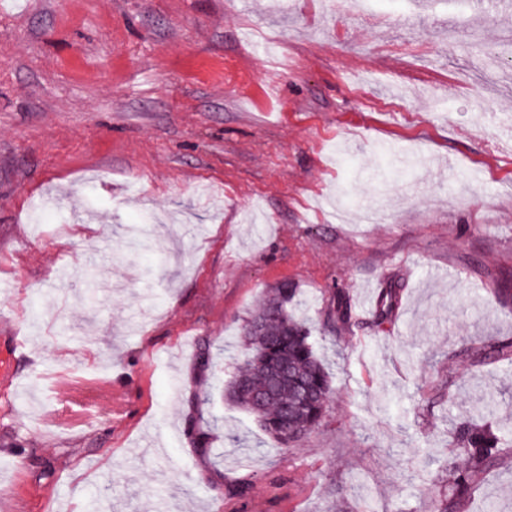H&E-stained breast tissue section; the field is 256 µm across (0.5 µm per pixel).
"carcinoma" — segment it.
<instances>
[{"instance_id": "cac0c4a2", "label": "carcinoma", "mask_w": 512, "mask_h": 512, "mask_svg": "<svg viewBox=\"0 0 512 512\" xmlns=\"http://www.w3.org/2000/svg\"><path fill=\"white\" fill-rule=\"evenodd\" d=\"M295 289L281 283L269 289L260 307L243 327L245 356L225 388L226 399L253 415L265 433L286 452L320 422L332 394L329 372L310 341V328L297 318ZM288 365V377L279 375ZM512 436L505 425L494 431L487 425L463 423L457 437L459 455L467 471L455 474V493L435 506L437 512H461L472 498L469 474L500 465L509 457L504 447ZM251 482H241L225 498L247 512Z\"/></svg>"}]
</instances>
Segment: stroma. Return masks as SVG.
I'll use <instances>...</instances> for the list:
<instances>
[{
    "label": "stroma",
    "mask_w": 512,
    "mask_h": 512,
    "mask_svg": "<svg viewBox=\"0 0 512 512\" xmlns=\"http://www.w3.org/2000/svg\"><path fill=\"white\" fill-rule=\"evenodd\" d=\"M507 44L512 0H0V506L246 479L282 512L276 476L294 512H433L456 423L512 424V358L466 354L512 340ZM284 282L333 394L278 454L224 386ZM471 480L512 512V467Z\"/></svg>",
    "instance_id": "stroma-1"
}]
</instances>
